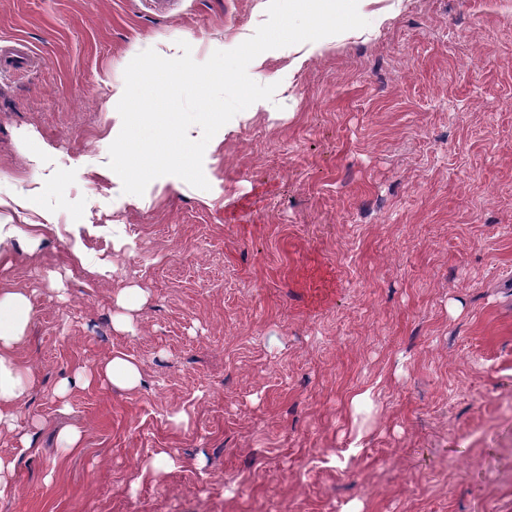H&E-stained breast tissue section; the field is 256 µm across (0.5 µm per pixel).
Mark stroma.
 Returning <instances> with one entry per match:
<instances>
[{
  "label": "stroma",
  "instance_id": "1",
  "mask_svg": "<svg viewBox=\"0 0 512 512\" xmlns=\"http://www.w3.org/2000/svg\"><path fill=\"white\" fill-rule=\"evenodd\" d=\"M267 3L0 0L36 57L0 72V280L34 306L0 512H512V6L359 0L367 27L249 66L277 90L215 134L209 189L124 193L129 62L206 61ZM115 352L138 388L57 398Z\"/></svg>",
  "mask_w": 512,
  "mask_h": 512
}]
</instances>
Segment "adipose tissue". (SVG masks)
Here are the masks:
<instances>
[{
  "label": "adipose tissue",
  "mask_w": 512,
  "mask_h": 512,
  "mask_svg": "<svg viewBox=\"0 0 512 512\" xmlns=\"http://www.w3.org/2000/svg\"><path fill=\"white\" fill-rule=\"evenodd\" d=\"M33 306L29 296L0 282V432H14L18 410L24 402L33 369L22 364L17 348L24 342L32 321ZM141 383V373L128 356L115 353L100 365L75 370L72 378L62 379L56 389L58 397H66L72 386L88 387L108 384L121 389H134Z\"/></svg>",
  "instance_id": "1"
}]
</instances>
